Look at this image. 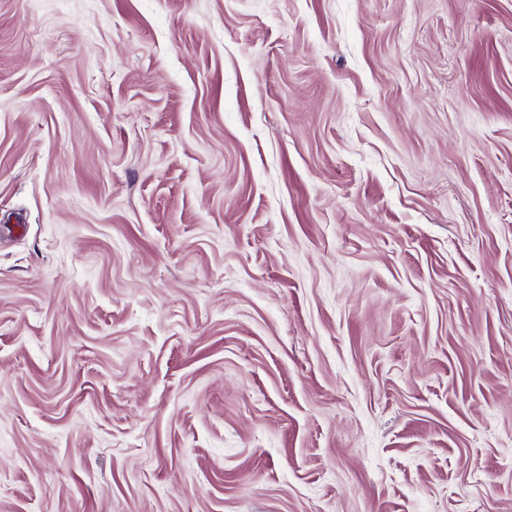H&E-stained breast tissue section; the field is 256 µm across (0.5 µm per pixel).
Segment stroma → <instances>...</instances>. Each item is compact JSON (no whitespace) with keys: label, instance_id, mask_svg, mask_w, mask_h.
Listing matches in <instances>:
<instances>
[{"label":"stroma","instance_id":"obj_1","mask_svg":"<svg viewBox=\"0 0 512 512\" xmlns=\"http://www.w3.org/2000/svg\"><path fill=\"white\" fill-rule=\"evenodd\" d=\"M0 512H512V0H0Z\"/></svg>","mask_w":512,"mask_h":512}]
</instances>
